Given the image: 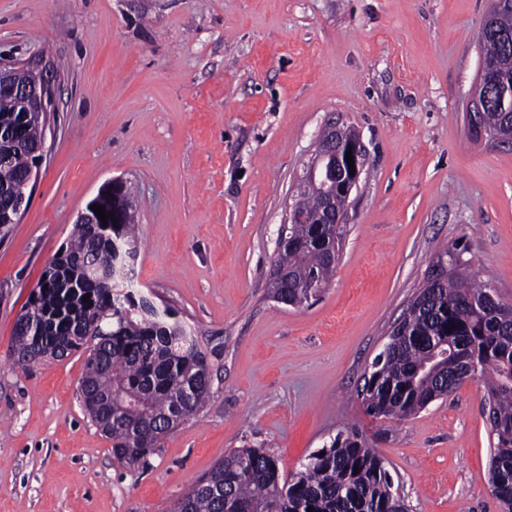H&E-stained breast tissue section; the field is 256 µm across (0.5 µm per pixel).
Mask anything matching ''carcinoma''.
Wrapping results in <instances>:
<instances>
[{"label": "carcinoma", "instance_id": "1", "mask_svg": "<svg viewBox=\"0 0 512 512\" xmlns=\"http://www.w3.org/2000/svg\"><path fill=\"white\" fill-rule=\"evenodd\" d=\"M479 34L481 58L501 79L482 114L485 131L512 143V2ZM18 102L0 96V123L18 118ZM43 136L32 117L22 139L0 163V214L22 198L29 155ZM119 224H77L74 239L44 270L14 328L17 363L62 358L92 341L80 399L86 415L112 438V454L128 468L144 466L161 439L205 404L211 384L207 351L176 312L153 303L123 282L110 239L137 243L132 195ZM323 206L321 186L299 192L294 204L308 215ZM341 232L332 224H290L278 241L274 266L287 270L278 302L300 306L314 298L313 285H327L336 266ZM489 285L465 276L427 277L408 309L391 348L379 353L374 379L359 391L365 413L375 419L407 418L464 382V366L482 365L481 381L495 396L489 420L495 446L489 460L496 498L512 512V304L483 301ZM90 295V302L83 301ZM406 512L393 491L383 459L355 429L308 456L289 481L278 459L262 448L237 449L197 478L174 503V512Z\"/></svg>", "mask_w": 512, "mask_h": 512}]
</instances>
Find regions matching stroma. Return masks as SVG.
I'll use <instances>...</instances> for the list:
<instances>
[{"instance_id": "obj_1", "label": "stroma", "mask_w": 512, "mask_h": 512, "mask_svg": "<svg viewBox=\"0 0 512 512\" xmlns=\"http://www.w3.org/2000/svg\"><path fill=\"white\" fill-rule=\"evenodd\" d=\"M490 0H0V54L39 53L57 110L18 224L0 239V512H171L238 448L283 478L348 427L408 512H502L486 390L468 380L404 420L358 389L438 252L512 302V144L466 106ZM367 164L332 280L301 307L268 278L294 184L329 123ZM131 187L132 275L212 364L199 414L147 467L122 466L79 396L88 348L20 366L14 326L108 180Z\"/></svg>"}]
</instances>
